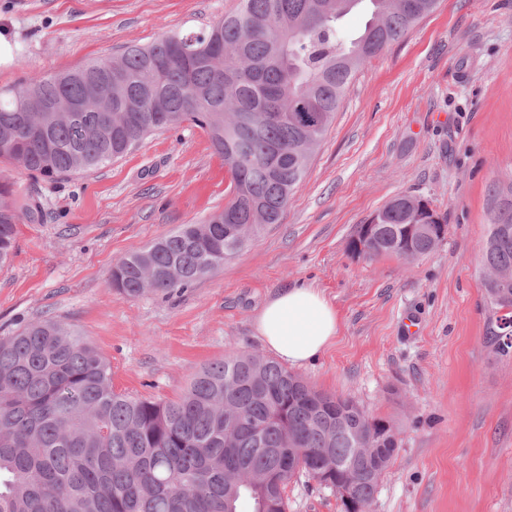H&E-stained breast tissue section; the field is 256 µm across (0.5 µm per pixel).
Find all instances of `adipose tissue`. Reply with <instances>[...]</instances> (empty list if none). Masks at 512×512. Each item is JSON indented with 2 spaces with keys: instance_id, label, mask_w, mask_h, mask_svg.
Wrapping results in <instances>:
<instances>
[{
  "instance_id": "adipose-tissue-1",
  "label": "adipose tissue",
  "mask_w": 512,
  "mask_h": 512,
  "mask_svg": "<svg viewBox=\"0 0 512 512\" xmlns=\"http://www.w3.org/2000/svg\"><path fill=\"white\" fill-rule=\"evenodd\" d=\"M255 327L266 348L291 366L317 359L337 331L336 312L309 286L280 291L259 312Z\"/></svg>"
}]
</instances>
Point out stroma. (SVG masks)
I'll return each instance as SVG.
<instances>
[{"label": "stroma", "instance_id": "obj_1", "mask_svg": "<svg viewBox=\"0 0 512 512\" xmlns=\"http://www.w3.org/2000/svg\"><path fill=\"white\" fill-rule=\"evenodd\" d=\"M235 3L0 0L15 44L0 92L208 28ZM1 183L42 213L20 218L0 266V336L39 319L74 327L108 361L115 391L170 400L225 354H266L255 319L280 290L319 288L337 333L298 375L399 430L370 512H512V357L486 341L480 264L498 191L512 184V0H438L365 63L280 222L190 288L133 297L108 279L129 253L223 209L227 168L200 128L149 134L54 181L0 160ZM403 194L444 217V239L412 260L353 255L359 225ZM288 512L343 508L304 477Z\"/></svg>", "mask_w": 512, "mask_h": 512}]
</instances>
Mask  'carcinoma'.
I'll return each mask as SVG.
<instances>
[{
  "mask_svg": "<svg viewBox=\"0 0 512 512\" xmlns=\"http://www.w3.org/2000/svg\"><path fill=\"white\" fill-rule=\"evenodd\" d=\"M437 0H237L213 26L75 70L29 79L0 96V158L46 179L89 172L145 136L185 122L228 168L229 200L112 269L129 296L189 288L279 223L328 132L355 70L401 39ZM370 13L355 37L338 23ZM79 100L83 112H49ZM21 206L0 185V264ZM398 196L352 251L429 254L422 224H442ZM415 224L412 236L407 229ZM363 243L365 250L358 249ZM495 318L488 342L512 355V184L481 248ZM399 451L395 425L316 389L282 364L232 353L202 367L181 397L112 389L108 362L53 320L0 336V512H288V486L355 464L351 492L371 505Z\"/></svg>",
  "mask_w": 512,
  "mask_h": 512,
  "instance_id": "carcinoma-1",
  "label": "carcinoma"
}]
</instances>
